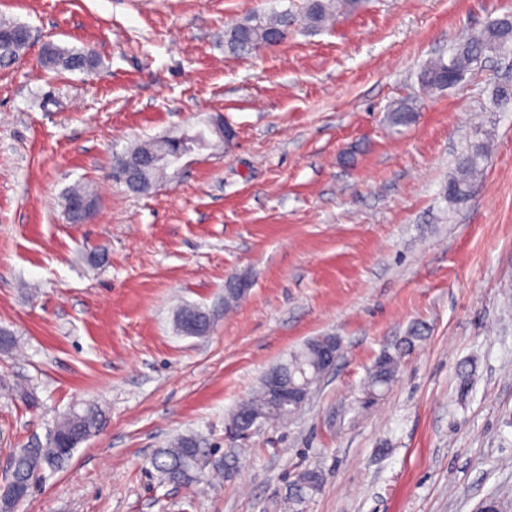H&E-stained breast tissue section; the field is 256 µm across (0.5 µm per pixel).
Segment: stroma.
I'll return each mask as SVG.
<instances>
[{"instance_id":"obj_1","label":"stroma","mask_w":512,"mask_h":512,"mask_svg":"<svg viewBox=\"0 0 512 512\" xmlns=\"http://www.w3.org/2000/svg\"><path fill=\"white\" fill-rule=\"evenodd\" d=\"M304 0H0L30 26L0 67V479L53 423L94 402L104 422L16 512H512V53L447 90L418 76L512 0H362L313 30ZM289 11L278 45L233 57L224 33ZM92 46L93 74L39 64L46 43ZM413 99L393 132L387 110ZM220 115L229 146L185 158L150 194L112 182L130 144ZM491 152L469 197L459 155ZM87 184L94 216L63 193ZM250 288L233 312L224 285ZM213 329L180 333L179 309ZM334 368L285 423L226 434L229 414L308 340ZM400 356L370 399L377 358ZM29 389L20 397L17 385ZM182 436L233 455L185 488L152 461ZM322 484L294 505L298 474ZM487 158V148L481 144L471 146L470 150L462 155L454 176L448 181V200L455 203L466 200L471 182L482 174ZM74 199H82L85 200L94 210L95 207V197L90 190H88L85 186H74L68 188L64 195V211L67 218L73 223H79L84 220V216L81 214L71 212V204Z\"/></svg>"}]
</instances>
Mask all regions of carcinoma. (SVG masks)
<instances>
[{
  "label": "carcinoma",
  "instance_id": "1",
  "mask_svg": "<svg viewBox=\"0 0 512 512\" xmlns=\"http://www.w3.org/2000/svg\"><path fill=\"white\" fill-rule=\"evenodd\" d=\"M360 0H308L304 19L310 28H323L337 16L353 11ZM294 23L293 15L286 12L272 16H253L239 25L229 28L224 34V51L231 55L248 54L265 46L269 40L288 32ZM27 26L14 21L0 20V66H9L20 61L26 54L30 37L24 35ZM512 51V16L505 14L489 22L480 32L453 46L448 57L439 56L426 63L419 82L424 93H436L459 82L472 68L473 63L483 56L507 54ZM43 65L52 70L92 71L99 65V58L89 47L64 49L53 43L44 46ZM414 107L409 102H400L388 110L387 122L392 126H408L414 121ZM174 138L164 136L129 148L116 157L112 169L125 167L132 160L144 164L145 179L126 184L133 193H145L152 186L171 178L167 170L152 164V160L172 149ZM488 158L487 148L481 144L471 146L456 167L453 177L448 180V200L458 203L468 197L471 182L484 170ZM75 199H82L95 206V197L86 187L78 185L67 189L63 195L64 211L73 223L84 220L81 214L71 212ZM319 349L305 345L292 355L288 362L276 366L280 377L295 382L305 377L318 376ZM397 357L387 353L382 356L367 381L370 392L386 387L396 375ZM295 414L269 403L264 388H259L243 401L230 419V425L244 432L251 428L253 419L279 423ZM104 419L103 409L96 404H87L81 410L65 414L50 430L45 444L23 449L14 459L13 470L19 479V487L29 490L33 480L40 478L47 470L54 471L71 457L61 455L55 447L58 437L66 436L73 447H78L98 430ZM153 467L170 483L190 486L203 477L211 475L219 479L232 469V464L209 448H203L191 436L178 438L168 448L158 452ZM321 476L314 470L302 472L294 483L292 499L299 500L316 492Z\"/></svg>",
  "mask_w": 512,
  "mask_h": 512
}]
</instances>
